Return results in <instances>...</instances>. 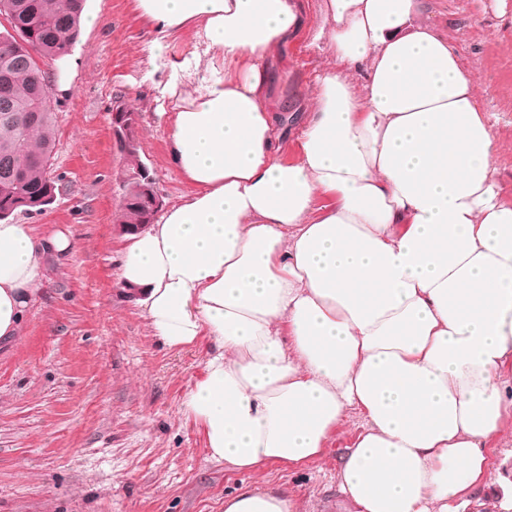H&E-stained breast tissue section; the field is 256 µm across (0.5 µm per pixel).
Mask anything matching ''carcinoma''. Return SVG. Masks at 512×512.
<instances>
[{"label":"carcinoma","instance_id":"obj_1","mask_svg":"<svg viewBox=\"0 0 512 512\" xmlns=\"http://www.w3.org/2000/svg\"><path fill=\"white\" fill-rule=\"evenodd\" d=\"M82 11L83 0H0V16L27 32L23 44L0 38V219L41 213L45 198L62 190L52 176L56 116L39 61L69 53ZM116 220L145 224L146 205L136 195L125 199Z\"/></svg>","mask_w":512,"mask_h":512}]
</instances>
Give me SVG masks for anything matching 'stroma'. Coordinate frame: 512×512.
Instances as JSON below:
<instances>
[{"label":"stroma","mask_w":512,"mask_h":512,"mask_svg":"<svg viewBox=\"0 0 512 512\" xmlns=\"http://www.w3.org/2000/svg\"><path fill=\"white\" fill-rule=\"evenodd\" d=\"M303 2L309 28L323 0ZM85 8L98 22L82 27L69 52L70 95L51 99L52 172L65 187L46 211L14 217L37 234L67 231L77 247L45 260L19 339L0 346V512H224L225 495L243 485L282 486L301 512H336V471L363 422L358 414L332 432L318 461L232 473L209 458L201 428L182 413L209 339L167 348L143 305L126 295L120 263L128 241L115 226L124 192L115 101L140 114V155L164 205L190 187L167 151L170 106L152 93L151 36L134 0H86ZM427 8L482 83L498 190L512 201V0H427ZM308 28L275 52L274 100L311 85L333 54L312 45ZM487 451L489 483L464 512H512V428Z\"/></svg>","instance_id":"obj_1"}]
</instances>
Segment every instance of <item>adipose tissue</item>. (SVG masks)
Listing matches in <instances>:
<instances>
[{
	"label": "adipose tissue",
	"mask_w": 512,
	"mask_h": 512,
	"mask_svg": "<svg viewBox=\"0 0 512 512\" xmlns=\"http://www.w3.org/2000/svg\"><path fill=\"white\" fill-rule=\"evenodd\" d=\"M172 104L170 158L191 191L131 235L125 287L165 345L209 337L182 412L225 470L300 466L348 411L366 425L337 473L341 512H456L512 419V202L466 70L423 0H324L297 160L270 62L301 0H135ZM199 43L166 62L165 39ZM64 231L0 220V340L13 341ZM224 512H299L245 486Z\"/></svg>",
	"instance_id": "1"
}]
</instances>
